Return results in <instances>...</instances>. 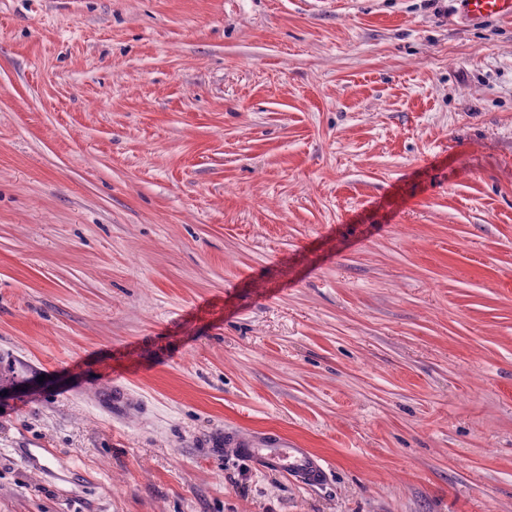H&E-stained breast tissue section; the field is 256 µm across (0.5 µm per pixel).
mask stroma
<instances>
[{"label":"stroma","instance_id":"obj_1","mask_svg":"<svg viewBox=\"0 0 512 512\" xmlns=\"http://www.w3.org/2000/svg\"><path fill=\"white\" fill-rule=\"evenodd\" d=\"M10 365L0 512H512V18L0 0ZM244 457L264 468L287 473L306 487H320L328 477V464L323 456L280 432H263L244 438L235 432L224 437Z\"/></svg>","mask_w":512,"mask_h":512}]
</instances>
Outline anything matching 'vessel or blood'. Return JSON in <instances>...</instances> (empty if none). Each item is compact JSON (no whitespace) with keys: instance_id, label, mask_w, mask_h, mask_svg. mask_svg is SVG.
<instances>
[{"instance_id":"b4317fda","label":"vessel or blood","mask_w":512,"mask_h":512,"mask_svg":"<svg viewBox=\"0 0 512 512\" xmlns=\"http://www.w3.org/2000/svg\"><path fill=\"white\" fill-rule=\"evenodd\" d=\"M463 10L472 18L512 17V0H463ZM244 457L265 469L287 473L306 487L322 486L328 477L323 456L280 432H263L245 438L230 432L225 436Z\"/></svg>"}]
</instances>
